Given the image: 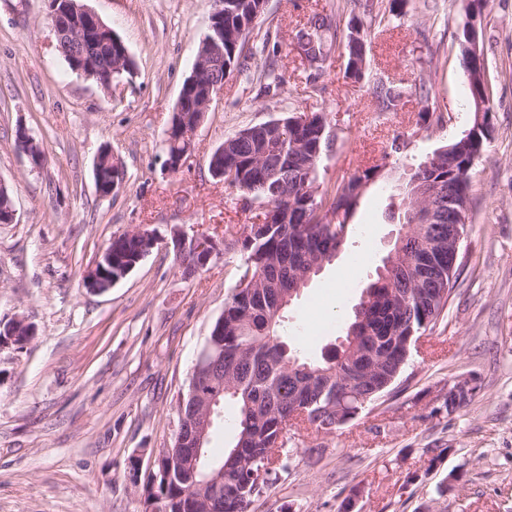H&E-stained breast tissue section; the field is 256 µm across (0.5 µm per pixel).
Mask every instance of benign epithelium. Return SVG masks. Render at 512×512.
Listing matches in <instances>:
<instances>
[{
  "mask_svg": "<svg viewBox=\"0 0 512 512\" xmlns=\"http://www.w3.org/2000/svg\"><path fill=\"white\" fill-rule=\"evenodd\" d=\"M51 24L58 46H69L79 42L84 46L82 52L75 54L80 61L76 72L86 78L99 75L94 70L101 55L112 60V72L123 71L128 52L123 44L116 40L102 38L105 31L99 15L85 7L81 15H73L66 0H52ZM209 37L200 43L191 77L186 88H205V93L197 98L188 99L186 92H181L175 112H173L167 139L185 144L182 151L167 155L166 166L169 172L175 173L184 165L191 154V144L201 126L205 114L210 111L213 103L224 93V80L218 74L224 69V0H218L211 16ZM286 146L282 141L275 140L260 156L259 165L268 169L270 176L279 174ZM107 158L97 155L95 162V184L101 194H112L121 186L118 178L122 177L123 165L119 157L106 149ZM427 195L420 196L414 211L412 223L435 224L438 222L437 210L426 201ZM141 241L138 252L130 258L122 275H112V260L116 253L117 240L101 251L95 264L86 277V287L96 293H104L114 284L125 278L142 261L157 244L156 236L147 230H137L127 234ZM173 241L177 254L187 260L188 269L194 271L205 267L217 251L213 237L206 233L193 236L183 231H173ZM224 344L209 340L200 353L192 371V392L190 398L194 402V413L186 422L178 426L174 446L165 450L170 463L176 465L177 472L189 478L191 500L196 512H224V469L213 470L209 475L196 480L203 462L204 445L208 442L214 417L219 413L220 396L224 394Z\"/></svg>",
  "mask_w": 512,
  "mask_h": 512,
  "instance_id": "7a95c632",
  "label": "benign epithelium"
}]
</instances>
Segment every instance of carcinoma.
Here are the masks:
<instances>
[{
  "instance_id": "carcinoma-1",
  "label": "carcinoma",
  "mask_w": 512,
  "mask_h": 512,
  "mask_svg": "<svg viewBox=\"0 0 512 512\" xmlns=\"http://www.w3.org/2000/svg\"><path fill=\"white\" fill-rule=\"evenodd\" d=\"M257 3L253 0H224V36L232 34L231 27L239 21L252 20ZM401 4L389 0H364L362 14L350 12L315 13L309 21L314 29L307 33L315 44L316 65L305 69L306 82L318 85L329 68L331 54L345 57L344 78L367 87L381 112H388L407 94V88L385 80L369 68H354L353 56L369 47L371 28L381 24L386 15L399 16ZM360 25L363 47L352 44L351 34ZM473 68L483 70V80L470 86L471 96H486L489 92V64L483 55L473 57ZM264 91H277L286 83L283 74L273 70L261 73ZM295 113L286 117L281 135L293 143L305 140L320 129L319 122L330 125L329 119L315 118L311 127L299 128ZM252 126L224 139V165L236 170L237 184L233 186L242 197L273 208V223L266 224L258 235L242 242H229V251L241 245L246 253L244 264L236 270V281L224 303V395L220 402L236 407L233 417V445L220 458L206 456L207 466L224 468V499L229 505L250 506L254 499L269 489L271 475L288 468L281 462L259 476V467L270 459L272 448L288 444L290 405L324 407L329 399L336 405V425L356 416L372 401L385 396L401 375L416 342L426 331L444 318L442 299L451 282L457 280L461 264L448 269V258L429 278L416 282L409 265L423 253V237L418 225H407L401 238L403 256L388 267L376 272L375 278L363 289L367 298L364 318L353 314L345 335L333 353L315 361L303 357L282 339L284 313L273 309L269 298L284 289L295 287V273L304 271L319 257L332 262L345 244L349 220L356 210L367 186L380 176L379 166L356 170L336 184L334 193L316 196V205L323 220L316 221L313 205L306 204V187L318 181L323 157L330 147H322L313 171L304 169L306 156L288 149L285 156L284 181L288 199L272 191L276 180H267L265 173L252 166L254 156L264 147V133ZM489 117H484L480 131L469 129L461 137L434 150L439 161L429 166L419 163L413 176L441 188L444 195L435 203L442 210V223L434 225L441 240L452 235L455 225L448 223V213L469 205L470 180L463 179L464 169L475 155H480L491 137ZM260 273L261 287L249 290L242 287L248 273ZM188 485L175 478L166 486L158 485L148 491L147 500L161 502L165 512H190L184 506L182 494Z\"/></svg>"
}]
</instances>
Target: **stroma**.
Instances as JSON below:
<instances>
[{
    "instance_id": "1",
    "label": "stroma",
    "mask_w": 512,
    "mask_h": 512,
    "mask_svg": "<svg viewBox=\"0 0 512 512\" xmlns=\"http://www.w3.org/2000/svg\"><path fill=\"white\" fill-rule=\"evenodd\" d=\"M83 2L136 64L133 79L107 91L56 52L48 0H0V182L15 209L14 222L0 224V321L21 317L36 329L24 346H0V512H145L153 461L173 445L179 400L245 259L220 250L185 274L171 231L240 240L262 220L259 204L208 169L227 136L291 112H326L339 140L323 163L325 188L381 162L418 163L473 124L457 0H405L401 16L373 28L371 68L409 89L389 112L344 78L336 53L324 90L306 85L293 48L314 13L350 10L353 0H268L253 39L276 44L275 55L225 79L189 161L173 174L165 132L214 0ZM478 29L493 132L470 173L467 264L448 313L385 400L331 432L292 436L287 470L250 512H340L348 498L354 512H512V0H487ZM267 62L287 77L274 96L258 79ZM421 79L425 98L410 90ZM22 127L43 166L17 149ZM406 132L407 146L394 148ZM105 144L125 170L109 197L94 181ZM390 186L385 178L367 188L342 251L286 313L283 335L308 358L345 333L394 244ZM138 228L158 245L107 292L85 288L99 253ZM338 297L340 317L314 324ZM468 374L481 391L448 411L449 382Z\"/></svg>"
}]
</instances>
